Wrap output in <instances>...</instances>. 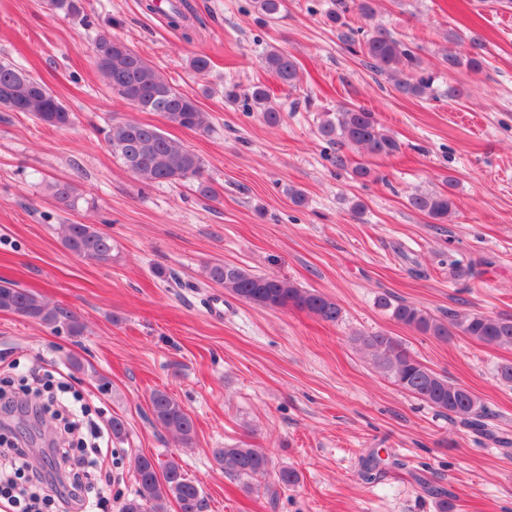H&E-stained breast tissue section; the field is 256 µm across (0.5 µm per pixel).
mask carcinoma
Listing matches in <instances>:
<instances>
[{
    "instance_id": "obj_1",
    "label": "carcinoma",
    "mask_w": 512,
    "mask_h": 512,
    "mask_svg": "<svg viewBox=\"0 0 512 512\" xmlns=\"http://www.w3.org/2000/svg\"><path fill=\"white\" fill-rule=\"evenodd\" d=\"M374 0H336V9L327 14V21L336 25L340 41L351 52L365 58L371 70L394 82L403 95L423 100L440 96L450 98L462 95L456 86L440 91L438 76L423 65L414 49L379 26L369 30L352 27L346 14L356 9L360 17H375ZM256 12L264 18H273L286 9V0H255ZM95 48L105 51L98 62L100 73L112 92L135 105L143 112H158L177 127L207 130L209 119L195 99L173 87L153 65L134 52L125 41L108 33L98 36ZM263 70L283 85L292 87L299 79V66L294 56L276 47L267 48L261 56ZM226 97L242 100L246 111L262 113L269 126L281 122V111L272 103L266 85L255 84L247 93L239 95L236 87L226 91ZM0 106L12 112H25L38 123L63 128L74 122L59 99L41 80L24 69L0 61ZM318 133L342 147L361 150L371 156H391L398 150L397 141L385 133L376 115L361 107L343 106L337 112H325L318 125ZM105 140L122 164L144 184L178 183L202 175L203 161L180 141L167 136L158 127L138 121L111 125ZM453 179L448 189L419 192L408 198L409 206L425 214L435 224L448 223L456 204L452 192ZM53 198L68 205L74 187L67 182L50 186ZM63 246L75 255L98 263L112 260V238L90 224L60 225ZM206 277L240 300L263 308L279 309L293 306L305 310L323 322L335 324L341 317L340 306L330 298L297 287L293 282L272 276L255 274L237 265L212 264L205 269ZM379 306L391 312L398 323L437 339H448V322L405 302L392 303L387 297L379 299ZM0 312H8L32 319L49 327H65L79 336L83 324L61 308H51L34 292L0 285ZM461 332L487 345L512 348V315L487 316L479 313L450 314ZM353 341L368 351L375 366L390 377L402 390L426 402L440 413L457 418L473 431L488 432L489 412L480 400L466 388L448 381L413 357L402 341L381 333L360 334ZM153 418L176 439L192 443L195 423L184 407L171 395L155 390L149 398ZM224 473L243 481L248 490L254 482L269 473V458L260 448L227 446L216 452ZM383 459L372 452L362 460L359 476L365 482L374 480ZM137 489L123 501L120 512H164V502L172 498L179 512H203L204 500L200 489L187 477L183 467L170 459L161 461L145 454H137L130 461Z\"/></svg>"
}]
</instances>
